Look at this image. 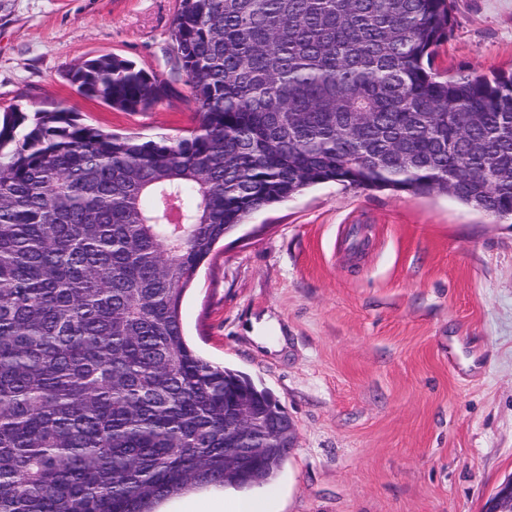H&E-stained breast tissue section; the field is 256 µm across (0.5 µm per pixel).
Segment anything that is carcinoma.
<instances>
[{
  "mask_svg": "<svg viewBox=\"0 0 512 512\" xmlns=\"http://www.w3.org/2000/svg\"><path fill=\"white\" fill-rule=\"evenodd\" d=\"M453 0H180L188 135L144 140L65 110L0 118V512H155L276 477L279 403L184 334L182 302L253 213L327 182L442 194L512 218V71L433 68ZM80 92L143 112L165 83L105 54ZM246 422L255 439L239 443ZM223 487H204L191 490L182 495L170 497L164 501H162L157 507L156 511H167V512H181L187 511L186 508L190 507L192 503L190 500L201 498L204 496V493H216L222 491Z\"/></svg>",
  "mask_w": 512,
  "mask_h": 512,
  "instance_id": "obj_1",
  "label": "carcinoma"
}]
</instances>
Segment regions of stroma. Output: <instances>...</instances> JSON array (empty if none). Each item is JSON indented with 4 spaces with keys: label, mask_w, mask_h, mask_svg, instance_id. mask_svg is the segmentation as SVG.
I'll return each mask as SVG.
<instances>
[{
    "label": "stroma",
    "mask_w": 512,
    "mask_h": 512,
    "mask_svg": "<svg viewBox=\"0 0 512 512\" xmlns=\"http://www.w3.org/2000/svg\"><path fill=\"white\" fill-rule=\"evenodd\" d=\"M179 0H0V113L62 108L145 139L197 124L172 52ZM111 54L169 88L118 112L69 81ZM440 73L512 68V0H454ZM206 359L295 426L272 512H483L512 478V219L444 195L328 182L251 215L182 306Z\"/></svg>",
    "instance_id": "stroma-1"
}]
</instances>
